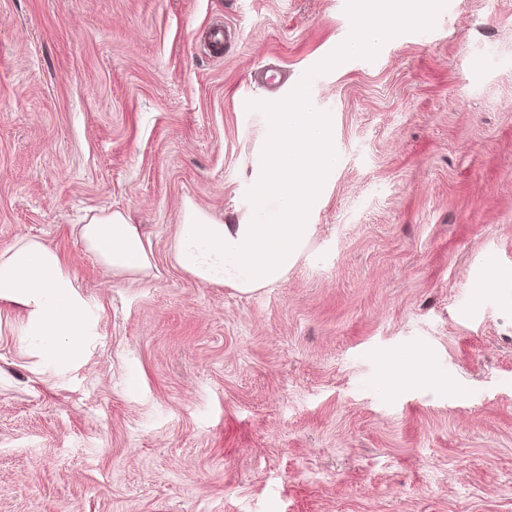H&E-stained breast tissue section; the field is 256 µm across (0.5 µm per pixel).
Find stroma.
<instances>
[{
	"instance_id": "stroma-1",
	"label": "stroma",
	"mask_w": 512,
	"mask_h": 512,
	"mask_svg": "<svg viewBox=\"0 0 512 512\" xmlns=\"http://www.w3.org/2000/svg\"><path fill=\"white\" fill-rule=\"evenodd\" d=\"M347 3L0 0V254L55 250L86 320L63 366L0 302V512H512V0L313 74ZM307 73L339 164L306 249L253 294L200 283L185 203L249 219L261 106ZM101 210L150 277L87 250ZM418 350L444 388L380 385ZM76 228L86 248L113 276L133 280L150 276L152 245L140 226L122 212H100Z\"/></svg>"
}]
</instances>
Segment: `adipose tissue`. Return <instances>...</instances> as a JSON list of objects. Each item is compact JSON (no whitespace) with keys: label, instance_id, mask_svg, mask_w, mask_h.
<instances>
[{"label":"adipose tissue","instance_id":"1","mask_svg":"<svg viewBox=\"0 0 512 512\" xmlns=\"http://www.w3.org/2000/svg\"><path fill=\"white\" fill-rule=\"evenodd\" d=\"M86 248L113 276L133 280L148 277L153 268L152 245L139 225L119 211L93 215L78 225ZM73 283L65 275L59 255L41 242L29 239L0 254V300L23 306L37 336H61L65 345L52 353L66 361L77 354V336L82 329L81 309L72 292ZM444 386L423 356L397 357L385 364L382 384L389 389L409 381Z\"/></svg>","mask_w":512,"mask_h":512}]
</instances>
